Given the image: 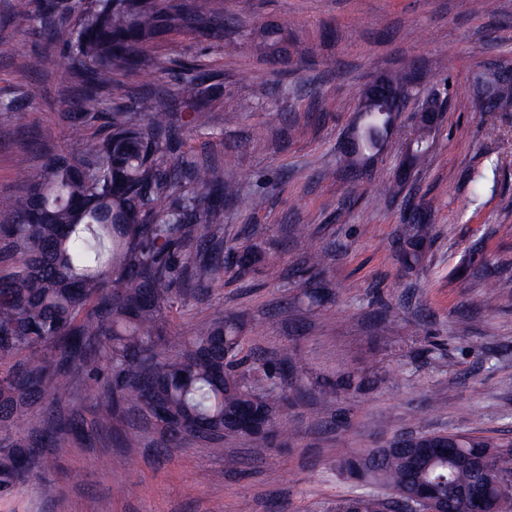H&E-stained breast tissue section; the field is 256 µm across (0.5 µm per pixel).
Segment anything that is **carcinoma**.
Wrapping results in <instances>:
<instances>
[{"label": "carcinoma", "instance_id": "carcinoma-1", "mask_svg": "<svg viewBox=\"0 0 512 512\" xmlns=\"http://www.w3.org/2000/svg\"><path fill=\"white\" fill-rule=\"evenodd\" d=\"M207 2L92 0L75 19L48 0H9V6L13 18H34L48 32L41 51L26 58L27 69L43 70L60 44L72 76L90 66L98 85L110 90L119 77L151 67L147 48L170 33L224 41L228 19ZM201 84L199 74L178 83L185 120L145 93L133 108L108 114L104 135L87 147L66 156L45 153L40 165L26 169L25 191L0 199V431L14 427L35 404L52 415L59 394L74 382L65 369L71 359L79 360L78 372L98 393L100 420L112 419L130 401L169 448L226 436L267 444L286 433L280 426L286 390L330 398L358 386L351 374L311 379L300 360L289 370L268 358L247 363L243 326L231 317L215 316L189 336L170 333L168 313L177 300L228 268L245 277L265 263L257 245L233 249L226 260L220 237L224 200L251 211L263 200L241 195L224 166L181 150L182 130L207 123ZM42 95V85L22 84L13 98H0V112ZM99 107V98L83 99L72 122L82 126L99 118ZM362 118L356 135L366 162L383 148L392 115L366 112ZM406 147L415 165L432 152L433 137L416 130ZM431 232L430 208L416 205L394 240L403 270L422 261ZM327 259L314 249L298 268L312 299L331 295L321 279ZM482 279L484 306L493 307L506 271L487 268ZM274 379L283 393L261 392ZM246 417L252 428L243 431L237 423ZM39 439L65 450V432L51 421ZM33 444L21 432L0 443L1 495L37 476ZM497 447L475 434H420L402 448L347 454L336 462L340 475L380 482L391 497H344L332 512H420L422 504L409 493L421 488L446 499L448 512L506 510L496 487L477 503L456 496L459 487L480 480L469 460Z\"/></svg>", "mask_w": 512, "mask_h": 512}]
</instances>
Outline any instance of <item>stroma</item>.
I'll return each instance as SVG.
<instances>
[{
  "mask_svg": "<svg viewBox=\"0 0 512 512\" xmlns=\"http://www.w3.org/2000/svg\"><path fill=\"white\" fill-rule=\"evenodd\" d=\"M0 0V96L29 80L24 59L40 49L35 22H19ZM232 20L223 46L175 33L151 48L154 70L121 78L132 104L144 93L174 103L183 63L196 61L212 104L205 127L183 132V148L222 163L251 213L224 204V244H261L266 265L215 279L176 304L172 332L231 312L245 349L301 359L315 375L381 373L382 382L331 403L303 400L285 412L292 429L273 446L240 439L166 447L133 405L100 422L94 392H64L60 413L82 433L66 453L39 447L35 480L0 498V512H329L337 498L389 489L338 476L337 459L403 433H476L512 440V284L495 307L480 278L460 267L512 265V105L477 112L473 85L492 66L512 64V0H216ZM276 29L281 41L266 45ZM428 96H446L429 158L399 181L403 142L415 123L402 113L371 172L352 178L343 143L358 121L371 78L408 63ZM251 80L240 82L241 70ZM45 96L0 112V197L20 193V158L70 153L100 124L67 119L93 89L59 62L38 74ZM239 104L226 122L224 98ZM432 209L433 239L421 265L403 271L393 241L410 203ZM330 255L328 300L305 297L295 271L311 248ZM136 434L134 447L123 440Z\"/></svg>",
  "mask_w": 512,
  "mask_h": 512,
  "instance_id": "stroma-1",
  "label": "stroma"
}]
</instances>
